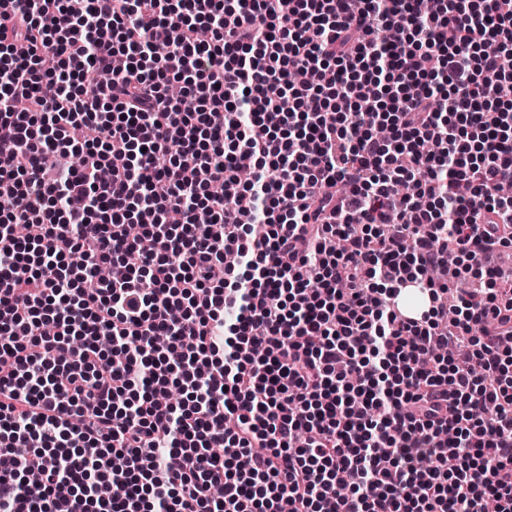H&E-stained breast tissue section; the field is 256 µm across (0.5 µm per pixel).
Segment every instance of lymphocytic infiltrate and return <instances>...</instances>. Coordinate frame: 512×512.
<instances>
[{"mask_svg":"<svg viewBox=\"0 0 512 512\" xmlns=\"http://www.w3.org/2000/svg\"><path fill=\"white\" fill-rule=\"evenodd\" d=\"M504 184L512 0H0V512H512Z\"/></svg>","mask_w":512,"mask_h":512,"instance_id":"lymphocytic-infiltrate-1","label":"lymphocytic infiltrate"}]
</instances>
